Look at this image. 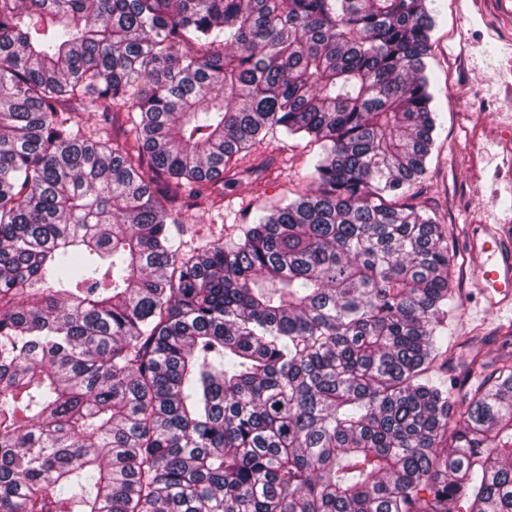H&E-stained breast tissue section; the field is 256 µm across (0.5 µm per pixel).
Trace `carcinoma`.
<instances>
[{"label": "carcinoma", "instance_id": "carcinoma-1", "mask_svg": "<svg viewBox=\"0 0 512 512\" xmlns=\"http://www.w3.org/2000/svg\"><path fill=\"white\" fill-rule=\"evenodd\" d=\"M427 2L0 0V512H512V358L433 380ZM274 127L314 188L181 252ZM86 123H84V129L87 135L93 134L94 136H100L103 139H106L107 135L110 136V139H113L114 133L119 134L120 141L122 142L124 137L122 135L120 128H126L125 117L123 112L119 113L116 119V124L114 126V132L110 126H106L103 121H101V117L99 114L95 113H86ZM122 126V127H121Z\"/></svg>", "mask_w": 512, "mask_h": 512}]
</instances>
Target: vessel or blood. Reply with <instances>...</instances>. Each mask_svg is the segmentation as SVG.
<instances>
[{"instance_id": "obj_1", "label": "vessel or blood", "mask_w": 512, "mask_h": 512, "mask_svg": "<svg viewBox=\"0 0 512 512\" xmlns=\"http://www.w3.org/2000/svg\"><path fill=\"white\" fill-rule=\"evenodd\" d=\"M467 244L479 262L471 274V286L485 300L489 313L512 311V239L496 224H472Z\"/></svg>"}]
</instances>
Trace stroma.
<instances>
[{"label": "stroma", "instance_id": "1", "mask_svg": "<svg viewBox=\"0 0 512 512\" xmlns=\"http://www.w3.org/2000/svg\"><path fill=\"white\" fill-rule=\"evenodd\" d=\"M433 56L427 73L437 112L435 145L414 200L448 226L460 299L448 314L443 337L453 357L449 376H457L473 352L505 355L495 336L512 322L480 313L469 280L477 263L466 248L467 228L512 219V164L490 165L488 154L512 153V0H433ZM323 150L310 138L283 128L270 130L247 153L245 165H265L259 177L225 184L215 207L189 209L181 216L180 249L191 252L210 241L236 234L257 210L287 205L307 189ZM476 337L465 346L464 337Z\"/></svg>", "mask_w": 512, "mask_h": 512}]
</instances>
